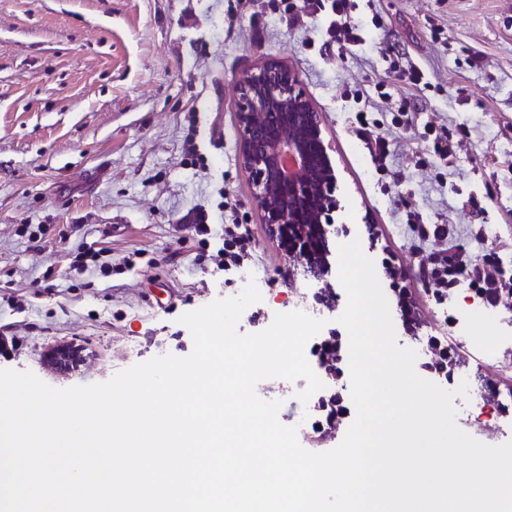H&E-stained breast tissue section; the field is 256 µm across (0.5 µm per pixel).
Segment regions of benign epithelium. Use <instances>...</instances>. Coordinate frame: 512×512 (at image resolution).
Masks as SVG:
<instances>
[{
  "instance_id": "7a95c632",
  "label": "benign epithelium",
  "mask_w": 512,
  "mask_h": 512,
  "mask_svg": "<svg viewBox=\"0 0 512 512\" xmlns=\"http://www.w3.org/2000/svg\"><path fill=\"white\" fill-rule=\"evenodd\" d=\"M240 159L252 179L254 199L263 213L269 234L288 232L298 242L319 240L310 251L297 252L303 276L325 282L315 300L335 309L328 279L336 275V250L331 237L349 232L345 224L325 222L327 211L337 207L331 195L336 171L326 144L320 116L298 88L294 74L269 60L245 72L238 81ZM485 313L508 317L512 301L484 304ZM400 318L409 337L418 338L421 324L410 304L399 303ZM84 349L70 344L50 348L46 365L71 375L84 364Z\"/></svg>"
}]
</instances>
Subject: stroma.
Masks as SVG:
<instances>
[{
	"label": "stroma",
	"instance_id": "35a3bbf8",
	"mask_svg": "<svg viewBox=\"0 0 512 512\" xmlns=\"http://www.w3.org/2000/svg\"><path fill=\"white\" fill-rule=\"evenodd\" d=\"M356 16L366 42L341 49L328 18L301 0H0V327L18 339L0 369L55 388L104 382L156 356L189 355L180 316L247 280L262 299L243 312L242 333L265 330L314 290L269 236L239 160L237 80L274 59L320 114L337 177L331 222L350 227L337 244L359 240L389 305L407 290L422 335L446 338L442 317L454 313L473 339L462 367L470 385L495 381L512 400V369L496 370L492 356L512 325L477 316L464 286L437 304L419 274L437 244L406 222L416 211L471 255L494 251L512 265V0H361ZM412 65L424 74L415 87L403 76ZM348 86L360 99L343 97ZM404 100L405 130L389 114ZM361 109L391 143L386 174L355 134ZM428 124L448 128L449 159L429 152ZM226 199L251 244L229 279L198 258L182 222L207 210L217 251ZM92 243L110 248L113 265L131 256L134 266L112 277L72 270V253ZM391 267L401 279L388 278ZM57 343L86 350L80 371L45 365Z\"/></svg>",
	"mask_w": 512,
	"mask_h": 512
}]
</instances>
